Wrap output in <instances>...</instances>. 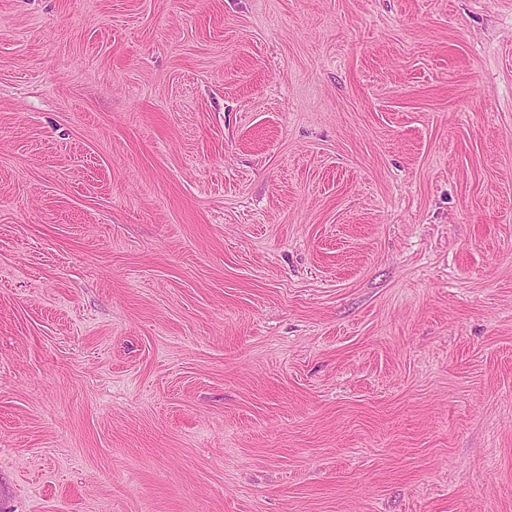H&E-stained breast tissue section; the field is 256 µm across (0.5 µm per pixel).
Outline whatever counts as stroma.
Instances as JSON below:
<instances>
[{
    "label": "stroma",
    "instance_id": "obj_1",
    "mask_svg": "<svg viewBox=\"0 0 512 512\" xmlns=\"http://www.w3.org/2000/svg\"><path fill=\"white\" fill-rule=\"evenodd\" d=\"M0 512H512V0H0Z\"/></svg>",
    "mask_w": 512,
    "mask_h": 512
}]
</instances>
